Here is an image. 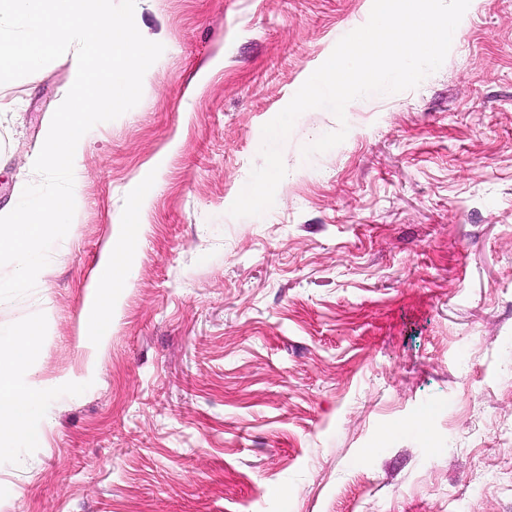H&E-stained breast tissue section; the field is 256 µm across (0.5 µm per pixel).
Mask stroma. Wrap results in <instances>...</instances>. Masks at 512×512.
I'll use <instances>...</instances> for the list:
<instances>
[{"mask_svg":"<svg viewBox=\"0 0 512 512\" xmlns=\"http://www.w3.org/2000/svg\"><path fill=\"white\" fill-rule=\"evenodd\" d=\"M372 0H136L162 43L140 102L94 126L67 235L0 333L38 334L32 437L0 512H512V0H470L416 88L303 113L274 206L228 209L262 126ZM70 60L0 84V207ZM144 233L86 333L134 179Z\"/></svg>","mask_w":512,"mask_h":512,"instance_id":"35a3bbf8","label":"stroma"}]
</instances>
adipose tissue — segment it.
I'll return each mask as SVG.
<instances>
[{
	"label": "adipose tissue",
	"instance_id": "1",
	"mask_svg": "<svg viewBox=\"0 0 512 512\" xmlns=\"http://www.w3.org/2000/svg\"><path fill=\"white\" fill-rule=\"evenodd\" d=\"M150 199L151 187L146 183L127 196L125 207L129 220L118 230L111 250L98 265L97 286L107 290L110 296H118L126 285L127 264L141 241L143 226L139 217ZM35 343L34 334L28 330L0 336V443L31 434L29 421L41 405L42 393L37 384L21 383L17 372L28 363Z\"/></svg>",
	"mask_w": 512,
	"mask_h": 512
}]
</instances>
